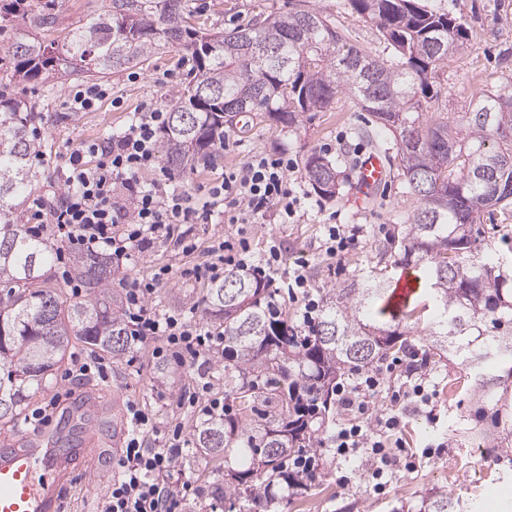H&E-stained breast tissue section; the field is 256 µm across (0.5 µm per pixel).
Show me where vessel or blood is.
Segmentation results:
<instances>
[{"label": "vessel or blood", "instance_id": "b4317fda", "mask_svg": "<svg viewBox=\"0 0 512 512\" xmlns=\"http://www.w3.org/2000/svg\"><path fill=\"white\" fill-rule=\"evenodd\" d=\"M388 177L382 155L370 151L361 156L353 201L372 199ZM420 277L404 271L386 303L389 315H398L418 292ZM88 451L82 441L72 448H56L53 439L41 434L22 442L0 443V512H64L65 490L71 473Z\"/></svg>", "mask_w": 512, "mask_h": 512}]
</instances>
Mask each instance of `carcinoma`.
Segmentation results:
<instances>
[{"label": "carcinoma", "mask_w": 512, "mask_h": 512, "mask_svg": "<svg viewBox=\"0 0 512 512\" xmlns=\"http://www.w3.org/2000/svg\"><path fill=\"white\" fill-rule=\"evenodd\" d=\"M347 8L381 32L394 57L388 62L354 44L305 0L261 24L229 32L204 31L189 0H104L96 19L77 26L61 45L17 38L0 43L13 80L35 83L52 71L90 77L150 60L163 44L191 52L197 80L172 97L165 159L170 168L214 160L224 125L251 112H266L290 127L310 112H326L339 89H348L372 121L394 135L398 169L419 200L401 237H391L381 257L422 266L436 315L426 326L432 354L463 358L473 390L485 396L512 376L507 355L512 335L483 329L512 315V269L479 261L483 217L512 207V85L474 98L457 121L439 111L430 79L471 38V28L445 10L419 0H345ZM19 15L40 28L52 14L29 11L28 0H0V24ZM491 114L490 120L481 116ZM36 107L0 97V285L12 289L0 300V423L21 424L31 392L46 388L65 359L70 335L87 347L119 359L130 352L116 301L106 290L112 276L104 254L78 255L74 271L90 298L64 305L57 293L26 289L43 278L51 258L47 244L24 225L10 223L31 191L35 144L29 128ZM491 166L493 189L479 170ZM312 187L333 198L338 172L312 153L305 162ZM388 284L375 276L325 294L309 336L296 335L288 314L277 309L270 282L240 270L207 290L208 312L224 336V398L236 415L206 419L193 430L196 448L224 462L222 497L261 504L271 481L283 492L301 486L284 470L285 460L318 443L336 414V380L409 349L420 310L406 312L403 327L379 320L378 303ZM458 501L441 490L427 493L419 512H457Z\"/></svg>", "instance_id": "1"}]
</instances>
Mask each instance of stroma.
Segmentation results:
<instances>
[{
    "instance_id": "stroma-1",
    "label": "stroma",
    "mask_w": 512,
    "mask_h": 512,
    "mask_svg": "<svg viewBox=\"0 0 512 512\" xmlns=\"http://www.w3.org/2000/svg\"><path fill=\"white\" fill-rule=\"evenodd\" d=\"M432 8H442L461 18L473 31V37L448 60L434 78L439 105L449 116L460 117L475 95L503 84H512V0H423ZM197 21L205 29L231 30L264 21L268 16L288 9V0H191ZM102 0H66L56 13L54 30L34 29L24 19L0 30V42L28 34L42 42L55 39L58 31L91 23L100 11ZM336 26L349 34L358 45L380 57L389 52L374 26L352 15L344 0H309ZM9 60L0 61V95L22 97L34 102L38 116L35 127L44 133L43 164L32 167L35 185L31 199L18 216L19 223L30 224L34 199L54 200L61 190V177L72 148L78 144L108 137L121 127L129 112L142 102H170L171 92L195 81L196 72L190 52L171 46L147 63L132 65L120 72L100 78L105 91L88 112H67L69 94L88 85L80 73L53 75L38 83L10 80ZM224 132L238 145L220 154L216 161L177 172L183 190L202 200L209 187L220 179L224 170L238 166L255 152H285L298 164L293 174L302 191L310 198L303 215L295 223L283 224L275 215H267L258 224H196L189 233L195 243L193 253L185 254L172 244L157 242L135 249L125 266L115 269L110 288L115 300L124 297L128 276L151 266L167 265L175 275L157 298L164 311L193 313L209 322L206 312V283L182 278L183 268L203 262L213 240L221 235L245 237L252 254L262 258L266 243L277 240L284 267L297 260L308 263L307 274L315 297L326 289L355 283L364 284L377 262V250L388 238L400 232L419 201L399 174H392L387 185L363 207L351 202L356 171L350 163L371 150L391 155L394 137L376 127L368 113L360 111L355 97L345 89L326 112L313 113L297 130L275 121L265 113L253 116L249 127L228 124ZM335 142L336 149L327 159L339 173V192L331 199L320 198L312 188L304 163L308 155L319 152L322 144ZM339 224H359L363 231L347 254L343 267H335L320 251L323 226L328 220ZM107 377L89 375L65 379L66 364H59L48 386L28 400L25 409L41 407L55 396L59 404L49 421L37 430L67 444L74 434L96 453L86 474L78 476L67 493V512H96L104 494L113 462L123 443L126 409L137 401L152 410L160 421H182L186 431H193L199 420L188 411L177 409L180 395L209 389L224 391V362L216 359L202 369L169 360L158 363L151 346L136 345L122 359L111 360ZM429 384L436 393L438 421L424 414L410 413L402 438L418 456L414 472L392 477L385 493L372 490V460L363 453L349 458L336 457L332 448L322 447L320 466L306 493L282 497L274 493L266 512H418L426 490L448 491L465 506V512H512V402L501 406L497 400L474 395L464 382L466 370L459 359L431 358L425 365ZM32 426L19 428L0 425V438L23 440ZM180 478L194 487L187 500V512H249L248 503L229 508L217 487L223 486V473L214 471L206 456L196 449L184 452L180 460Z\"/></svg>"
}]
</instances>
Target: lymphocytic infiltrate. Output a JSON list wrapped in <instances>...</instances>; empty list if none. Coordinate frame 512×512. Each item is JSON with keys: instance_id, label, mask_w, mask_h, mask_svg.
I'll return each instance as SVG.
<instances>
[{"instance_id": "1", "label": "lymphocytic infiltrate", "mask_w": 512, "mask_h": 512, "mask_svg": "<svg viewBox=\"0 0 512 512\" xmlns=\"http://www.w3.org/2000/svg\"><path fill=\"white\" fill-rule=\"evenodd\" d=\"M168 120L164 107L144 104L106 141L82 143L71 153L53 228L58 237L68 239L72 251L107 250L120 267L130 261L135 247L150 242L173 241L181 244L183 252H192L187 225L211 223L218 212L228 224H255L271 212L285 224L296 217L305 195L291 178L294 161L283 153H253L239 167L226 170L210 187L208 201L201 204L173 189L175 177L167 171L143 185L141 175L155 165L156 145ZM230 268L279 283L290 299H303L300 326L308 332L314 329L320 306L311 292L306 262L285 271L277 244H270L263 259L257 260L246 239L225 236L214 240L210 260L194 266L191 274L212 283L223 280ZM171 279L172 270L166 266L127 279L126 324L136 342L151 345L154 357L170 351L204 367L223 357L224 339L193 317L154 306L159 290ZM384 380V369L377 367L337 383L345 422L330 439L337 456L347 457L362 449L378 456L381 466L371 475L375 481L384 474L414 468L413 455L399 437L400 406L429 408L434 399L428 378L422 375L393 394L383 409H375ZM127 426L125 446L98 512H184L188 485L173 479L189 445L183 426L158 421L134 401L128 405Z\"/></svg>"}]
</instances>
